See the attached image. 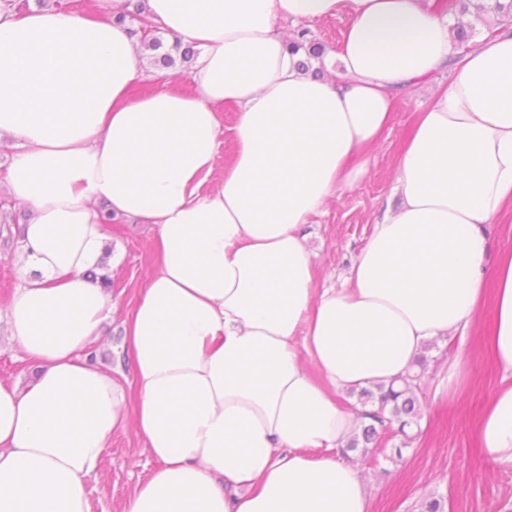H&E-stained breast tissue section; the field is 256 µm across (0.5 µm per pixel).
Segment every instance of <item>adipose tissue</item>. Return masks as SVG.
Returning a JSON list of instances; mask_svg holds the SVG:
<instances>
[{"instance_id": "obj_1", "label": "adipose tissue", "mask_w": 512, "mask_h": 512, "mask_svg": "<svg viewBox=\"0 0 512 512\" xmlns=\"http://www.w3.org/2000/svg\"><path fill=\"white\" fill-rule=\"evenodd\" d=\"M193 45L186 83L146 78L132 30L0 0V188L30 213L14 260L10 345L41 367L0 381V512H91L89 479L133 428L157 466L122 512H371L338 453L356 428L341 392L402 374L465 338L485 301L502 371L478 430L512 470V251L488 225L512 209V29L465 54L435 0H147ZM349 25L317 78L286 24ZM390 200L341 285L320 283L304 232L356 187L432 73ZM236 109L218 148L222 106ZM155 225L153 270L123 321L134 392L91 361L116 309L86 279L107 241L98 203Z\"/></svg>"}]
</instances>
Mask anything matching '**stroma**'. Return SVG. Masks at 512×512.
<instances>
[{"label":"stroma","mask_w":512,"mask_h":512,"mask_svg":"<svg viewBox=\"0 0 512 512\" xmlns=\"http://www.w3.org/2000/svg\"><path fill=\"white\" fill-rule=\"evenodd\" d=\"M428 97L425 91H408L400 97L395 122L374 150L367 177L330 199L310 225L309 243L319 280L341 282L368 241L389 194L395 155L413 113L424 108ZM23 222L19 214L14 223L0 224L1 332L7 329V302L17 285L12 259ZM155 237L151 224L118 220L108 227L107 246L120 256L107 268L119 306L105 325L99 362L126 376L131 369L123 350V313L153 263ZM459 349L466 354L469 380L463 396L451 401L438 388L446 376L450 351ZM426 364L420 435L408 444L401 433L388 431L375 462L362 466L372 492V512H419L430 498L440 500L443 512H512V470H492L477 438L479 422L500 380L482 336H470L464 343H438L427 351ZM155 466L133 430L119 432L88 483L92 512H121L125 497Z\"/></svg>","instance_id":"1"}]
</instances>
